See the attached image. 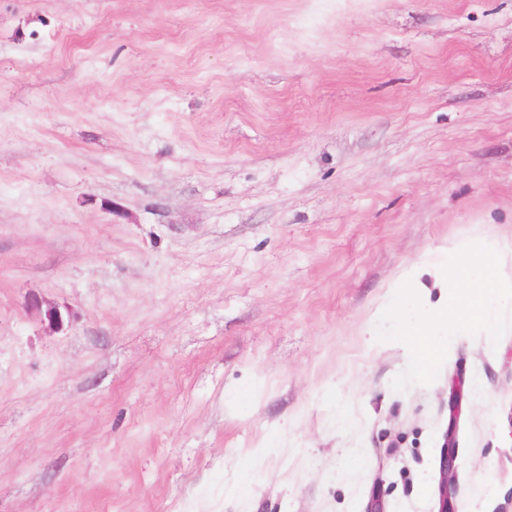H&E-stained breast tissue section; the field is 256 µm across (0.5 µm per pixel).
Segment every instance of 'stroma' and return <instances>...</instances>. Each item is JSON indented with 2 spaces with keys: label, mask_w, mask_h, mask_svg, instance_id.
Wrapping results in <instances>:
<instances>
[{
  "label": "stroma",
  "mask_w": 512,
  "mask_h": 512,
  "mask_svg": "<svg viewBox=\"0 0 512 512\" xmlns=\"http://www.w3.org/2000/svg\"><path fill=\"white\" fill-rule=\"evenodd\" d=\"M483 234L512 0H0V512H512V329L372 330ZM444 449L440 457V475L438 482L437 512H455L451 490V479L454 474V455L450 451L453 448V431L450 429L445 435Z\"/></svg>",
  "instance_id": "35a3bbf8"
}]
</instances>
